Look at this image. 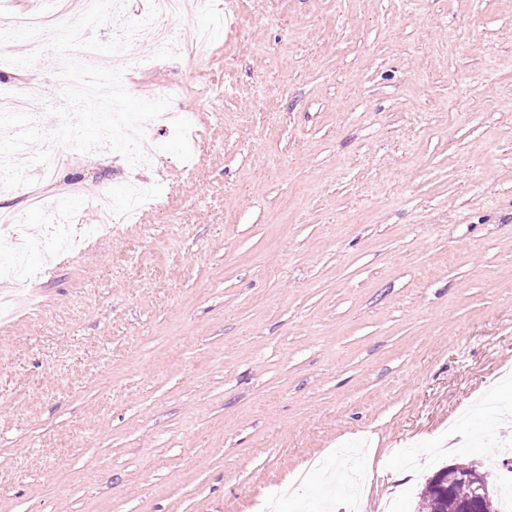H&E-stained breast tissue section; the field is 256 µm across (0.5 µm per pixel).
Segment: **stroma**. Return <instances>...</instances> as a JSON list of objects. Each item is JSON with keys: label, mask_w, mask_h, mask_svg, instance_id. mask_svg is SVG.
Returning a JSON list of instances; mask_svg holds the SVG:
<instances>
[{"label": "stroma", "mask_w": 512, "mask_h": 512, "mask_svg": "<svg viewBox=\"0 0 512 512\" xmlns=\"http://www.w3.org/2000/svg\"><path fill=\"white\" fill-rule=\"evenodd\" d=\"M190 88L195 167L63 148L47 196L165 207L28 257L0 324V512H417L512 453V0H226ZM0 84L58 56L16 36ZM449 466H451L453 471L460 477L464 478L455 481L451 490L448 492L451 478L448 477V483H446L443 482L444 480L441 476L445 477L447 475ZM474 470L485 474L470 463H455L435 471L433 475L428 478L426 486L421 492V512H466L464 506L473 505L476 501L474 495L477 484L467 478Z\"/></svg>", "instance_id": "35a3bbf8"}]
</instances>
